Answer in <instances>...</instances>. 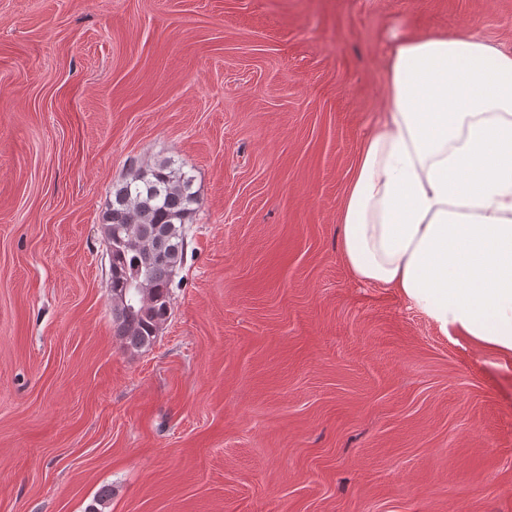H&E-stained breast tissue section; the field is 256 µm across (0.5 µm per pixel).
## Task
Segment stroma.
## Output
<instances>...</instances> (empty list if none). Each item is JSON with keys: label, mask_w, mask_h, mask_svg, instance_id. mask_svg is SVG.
Returning <instances> with one entry per match:
<instances>
[{"label": "stroma", "mask_w": 512, "mask_h": 512, "mask_svg": "<svg viewBox=\"0 0 512 512\" xmlns=\"http://www.w3.org/2000/svg\"><path fill=\"white\" fill-rule=\"evenodd\" d=\"M462 33L512 53V0H0V512H512V366L340 255L391 44ZM169 158L136 350L102 216ZM192 181L168 159L112 187V207L102 219L111 258L108 288L115 334L127 347H149L169 316L185 224L199 205Z\"/></svg>", "instance_id": "stroma-1"}]
</instances>
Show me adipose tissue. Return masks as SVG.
<instances>
[{
  "label": "adipose tissue",
  "instance_id": "obj_1",
  "mask_svg": "<svg viewBox=\"0 0 512 512\" xmlns=\"http://www.w3.org/2000/svg\"><path fill=\"white\" fill-rule=\"evenodd\" d=\"M386 91L340 210L343 262L512 360V54L405 37Z\"/></svg>",
  "mask_w": 512,
  "mask_h": 512
}]
</instances>
